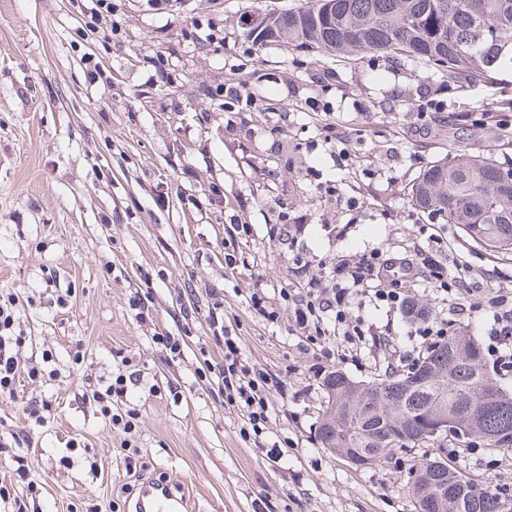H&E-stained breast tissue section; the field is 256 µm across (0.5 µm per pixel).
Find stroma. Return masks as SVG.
I'll return each mask as SVG.
<instances>
[{
  "instance_id": "obj_1",
  "label": "stroma",
  "mask_w": 512,
  "mask_h": 512,
  "mask_svg": "<svg viewBox=\"0 0 512 512\" xmlns=\"http://www.w3.org/2000/svg\"><path fill=\"white\" fill-rule=\"evenodd\" d=\"M111 3L98 12L92 0H0V296L17 301L19 359L42 371L0 398V488L27 512H127L144 476L188 489L199 512H254L259 501L271 512H417L411 468L440 456L437 444L358 467L314 434L321 374L371 382L407 367L424 350L415 319L352 303L388 344L332 340L317 357L290 330L286 296L374 251L435 257L449 283L487 296L512 289L511 254L491 255L407 198L448 152L437 116L459 119L470 151L512 161L500 141L512 112L485 116L512 98V74L451 89L421 64L247 37L251 14L304 0ZM237 84L252 103L225 108L222 92ZM342 144L344 168L331 154ZM327 183L363 209L330 200ZM282 211L300 219L296 239ZM213 288L244 359L279 379L259 448L195 373L203 356H221L203 314ZM140 291L142 318L129 306ZM257 291L276 320L249 307ZM157 334L181 338L180 353ZM126 359L140 382L112 410L134 412L128 434L91 395ZM31 398L49 404L42 422L22 412ZM272 445L283 467L270 465ZM452 447L450 467L512 500V451ZM16 453L28 479L15 473Z\"/></svg>"
}]
</instances>
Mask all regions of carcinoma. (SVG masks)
I'll list each match as a JSON object with an SVG mask.
<instances>
[{
	"mask_svg": "<svg viewBox=\"0 0 512 512\" xmlns=\"http://www.w3.org/2000/svg\"><path fill=\"white\" fill-rule=\"evenodd\" d=\"M276 41L328 53L373 54L420 62L460 88L512 70V0H310L299 10L272 14ZM423 212L459 224L468 239L493 253H512V165L453 150L430 162L408 189ZM336 395H325L320 420L357 410L359 395L336 369ZM483 348L472 336L453 333L431 346L403 373H384L371 385L373 409L365 429L336 453H356L378 463L396 451L423 444L429 411L448 402L457 417L491 448H512V402L492 397ZM504 512L495 493L462 479L447 463L427 460L411 492L419 512Z\"/></svg>",
	"mask_w": 512,
	"mask_h": 512,
	"instance_id": "1",
	"label": "carcinoma"
}]
</instances>
